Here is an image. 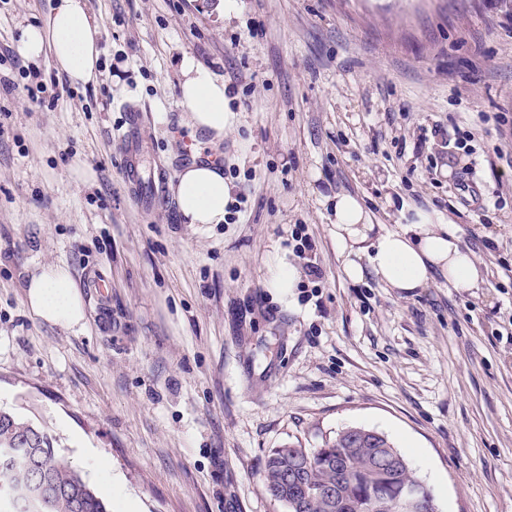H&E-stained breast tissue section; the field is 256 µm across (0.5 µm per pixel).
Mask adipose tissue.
<instances>
[{"label": "adipose tissue", "mask_w": 512, "mask_h": 512, "mask_svg": "<svg viewBox=\"0 0 512 512\" xmlns=\"http://www.w3.org/2000/svg\"><path fill=\"white\" fill-rule=\"evenodd\" d=\"M101 31L102 23L89 12L86 0H55L42 23L22 27L21 49L31 59L51 52L59 71L73 84L85 85L98 74ZM179 69L187 125L222 140L229 119L223 79L188 54ZM175 196L184 223L220 224L231 187L221 167L198 164L179 173ZM333 212L336 245L346 256L343 273L351 281L362 280L370 271L387 287L406 293L425 287L436 276L460 292L483 282L472 253L460 244L458 230L437 213L416 211L400 230L378 233L356 196L337 195ZM26 299L30 310L50 324L65 329L84 325L82 296L66 267L48 266L32 276Z\"/></svg>", "instance_id": "ef3b65f1"}]
</instances>
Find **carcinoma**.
I'll list each match as a JSON object with an SVG mask.
<instances>
[{
	"label": "carcinoma",
	"instance_id": "carcinoma-1",
	"mask_svg": "<svg viewBox=\"0 0 512 512\" xmlns=\"http://www.w3.org/2000/svg\"><path fill=\"white\" fill-rule=\"evenodd\" d=\"M345 428L322 447L308 450L284 444L274 448L265 462L264 489L285 512H400L399 493L418 481L407 464L387 456L389 438L375 430L351 440ZM17 449L16 460L0 465V512H20L13 498L33 481L27 457L38 461L50 488L40 512H110L109 504L55 453L52 437L0 410V449ZM336 487L333 500L322 490Z\"/></svg>",
	"mask_w": 512,
	"mask_h": 512
}]
</instances>
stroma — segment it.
Listing matches in <instances>:
<instances>
[{
	"instance_id": "obj_1",
	"label": "stroma",
	"mask_w": 512,
	"mask_h": 512,
	"mask_svg": "<svg viewBox=\"0 0 512 512\" xmlns=\"http://www.w3.org/2000/svg\"><path fill=\"white\" fill-rule=\"evenodd\" d=\"M87 2L97 79L39 108L23 87L51 56L26 75L4 56L53 0H0V80L18 86L0 91V408L100 495L106 467L112 512H284L263 487L270 450L351 426L388 436L437 512H512V0ZM186 53L229 91L232 122L201 150L242 201L203 228L173 192L193 135ZM130 105L171 171L150 209L115 137ZM340 193L379 232L417 209L457 224L482 287L344 279ZM298 232L313 250L296 251ZM281 261L293 289L268 285ZM50 264L78 284L82 331L27 306Z\"/></svg>"
}]
</instances>
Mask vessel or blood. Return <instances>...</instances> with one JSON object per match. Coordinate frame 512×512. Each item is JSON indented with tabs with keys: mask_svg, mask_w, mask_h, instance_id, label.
<instances>
[{
	"mask_svg": "<svg viewBox=\"0 0 512 512\" xmlns=\"http://www.w3.org/2000/svg\"><path fill=\"white\" fill-rule=\"evenodd\" d=\"M141 112L138 108H129L127 119L116 137L123 149L124 173L131 191L140 199L144 208H152L164 196V184L167 169L157 165L151 176H143L142 160L140 158L142 142L137 131L140 127Z\"/></svg>",
	"mask_w": 512,
	"mask_h": 512,
	"instance_id": "1",
	"label": "vessel or blood"
}]
</instances>
